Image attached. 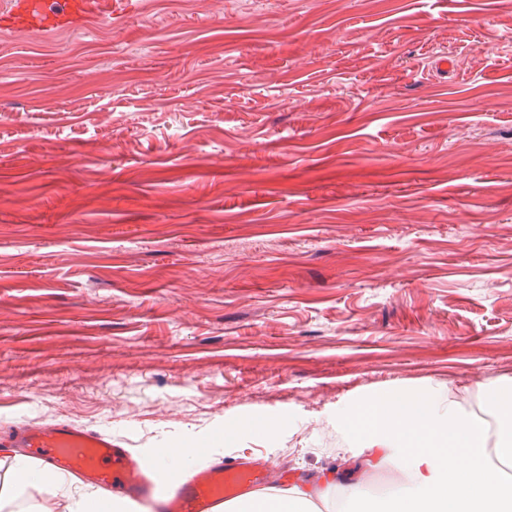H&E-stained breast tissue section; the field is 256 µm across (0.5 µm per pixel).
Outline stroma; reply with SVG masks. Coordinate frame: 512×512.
I'll list each match as a JSON object with an SVG mask.
<instances>
[{"label":"stroma","instance_id":"35a3bbf8","mask_svg":"<svg viewBox=\"0 0 512 512\" xmlns=\"http://www.w3.org/2000/svg\"><path fill=\"white\" fill-rule=\"evenodd\" d=\"M447 56V72L435 63ZM512 379V0H112L0 28V429L241 432L382 494L346 404ZM276 425H271L268 421L263 418H255L251 420L247 425L240 426L237 423H226L224 425V447L231 449L235 446L239 434L244 430H249L255 436H265L273 432Z\"/></svg>","mask_w":512,"mask_h":512}]
</instances>
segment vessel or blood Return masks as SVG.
Returning <instances> with one entry per match:
<instances>
[{
	"label": "vessel or blood",
	"instance_id": "b4317fda",
	"mask_svg": "<svg viewBox=\"0 0 512 512\" xmlns=\"http://www.w3.org/2000/svg\"><path fill=\"white\" fill-rule=\"evenodd\" d=\"M111 10L112 0H8L0 11V26L27 33L75 28ZM0 444L105 493L128 498L136 512H223L225 501L246 499L265 486L276 467L265 458H215L163 489L124 442L71 422L21 423Z\"/></svg>",
	"mask_w": 512,
	"mask_h": 512
}]
</instances>
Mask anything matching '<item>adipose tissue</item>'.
<instances>
[{"mask_svg":"<svg viewBox=\"0 0 512 512\" xmlns=\"http://www.w3.org/2000/svg\"><path fill=\"white\" fill-rule=\"evenodd\" d=\"M479 398L493 423L465 413L450 391L388 389L343 407L338 426L348 430L359 452L375 457L390 454L400 480L382 496L364 483L347 488L348 507L341 512H512V396L498 383L479 385ZM265 436L274 427L262 418L247 426L226 423L224 439H203L187 448L152 450L159 472L167 478L202 465L218 446H235L242 430ZM0 481V512H37L25 494L33 486L67 487V480L46 468L16 458ZM337 483L325 475L316 491L292 485L262 488L228 512H309L314 501L336 497Z\"/></svg>","mask_w":512,"mask_h":512,"instance_id":"obj_1","label":"adipose tissue"}]
</instances>
